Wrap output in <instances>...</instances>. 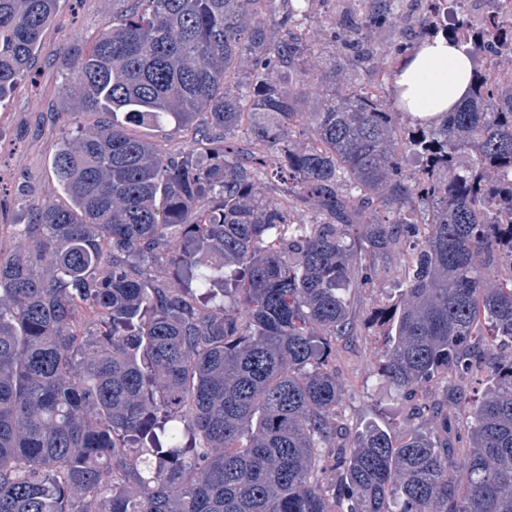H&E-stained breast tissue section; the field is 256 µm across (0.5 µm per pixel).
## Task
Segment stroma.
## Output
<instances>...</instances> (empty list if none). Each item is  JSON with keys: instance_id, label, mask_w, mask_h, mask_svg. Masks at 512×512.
<instances>
[{"instance_id": "stroma-1", "label": "stroma", "mask_w": 512, "mask_h": 512, "mask_svg": "<svg viewBox=\"0 0 512 512\" xmlns=\"http://www.w3.org/2000/svg\"><path fill=\"white\" fill-rule=\"evenodd\" d=\"M111 14L112 0H61L31 73L0 103V136L7 141L0 151V248L17 250L25 244L23 201L68 202L53 173L52 148L75 135L78 126H91L95 117L71 115L59 104L68 91L73 56L89 48ZM401 283L394 270L358 293V331L332 347V366L342 385L340 412L350 431L373 422L397 433L407 423L409 401L379 376L385 329L369 322L377 308L395 298Z\"/></svg>"}]
</instances>
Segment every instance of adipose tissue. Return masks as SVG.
<instances>
[{
  "label": "adipose tissue",
  "mask_w": 512,
  "mask_h": 512,
  "mask_svg": "<svg viewBox=\"0 0 512 512\" xmlns=\"http://www.w3.org/2000/svg\"><path fill=\"white\" fill-rule=\"evenodd\" d=\"M468 45L437 36L404 59L395 80L399 108L421 121L441 120L466 95L472 79Z\"/></svg>",
  "instance_id": "1"
}]
</instances>
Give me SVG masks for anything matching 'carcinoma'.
Returning <instances> with one entry per match:
<instances>
[{"mask_svg":"<svg viewBox=\"0 0 512 512\" xmlns=\"http://www.w3.org/2000/svg\"><path fill=\"white\" fill-rule=\"evenodd\" d=\"M58 2L0 0V102ZM295 2L112 0L74 57L71 111L99 120L54 146L70 204H25V247L0 248V512H512L502 28L450 26L426 0L424 36L485 66L439 123L406 128L336 87ZM406 5L342 0L332 54L395 81ZM161 121L192 131L176 158L126 131ZM399 261V304L376 317L410 423L349 440L332 342L356 332L351 294ZM449 378L444 405L419 402Z\"/></svg>","mask_w":512,"mask_h":512,"instance_id":"cac0c4a2","label":"carcinoma"}]
</instances>
